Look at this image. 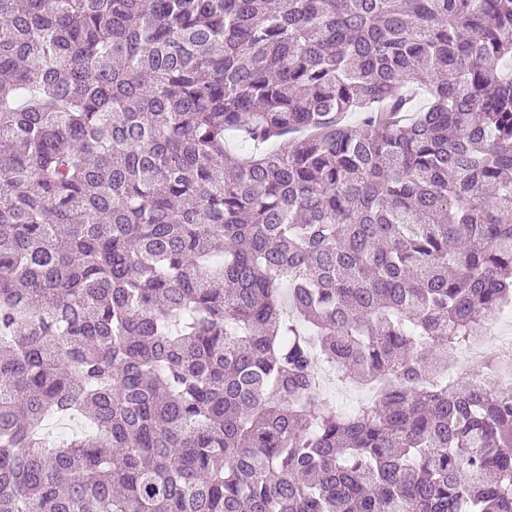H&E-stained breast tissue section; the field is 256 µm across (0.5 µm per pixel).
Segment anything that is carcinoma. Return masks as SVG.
<instances>
[{
  "label": "carcinoma",
  "instance_id": "cac0c4a2",
  "mask_svg": "<svg viewBox=\"0 0 512 512\" xmlns=\"http://www.w3.org/2000/svg\"><path fill=\"white\" fill-rule=\"evenodd\" d=\"M507 62L512 0H0V512H512V360L448 379Z\"/></svg>",
  "mask_w": 512,
  "mask_h": 512
}]
</instances>
